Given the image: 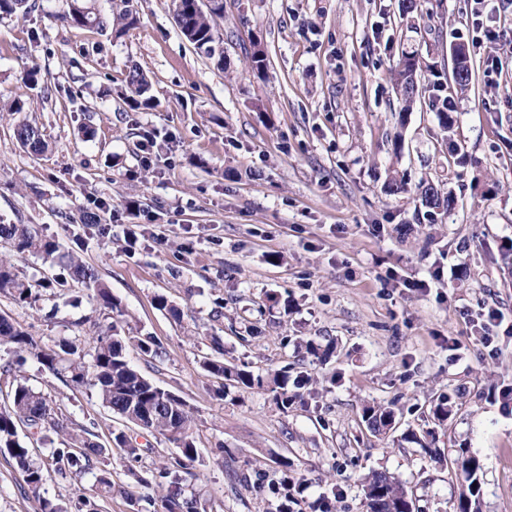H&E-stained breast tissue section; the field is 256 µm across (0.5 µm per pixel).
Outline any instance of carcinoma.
<instances>
[{
    "instance_id": "obj_1",
    "label": "carcinoma",
    "mask_w": 512,
    "mask_h": 512,
    "mask_svg": "<svg viewBox=\"0 0 512 512\" xmlns=\"http://www.w3.org/2000/svg\"><path fill=\"white\" fill-rule=\"evenodd\" d=\"M27 3L28 0H0V17L25 14ZM120 5L122 8L113 15V30L117 36L136 23V17L129 9V0H120ZM174 6L176 22L195 50L218 68H224V37L216 28V19L222 14L202 6L200 0H174ZM250 60L257 76L265 77L266 55L260 43L253 44ZM423 70V60L416 49L402 51L392 66L395 91L402 103L401 111H413L420 101L419 84ZM472 75L470 57H465L462 62H451V81L456 92L465 93ZM126 83L132 104L153 106L152 98L148 96L151 84L139 68L129 70ZM440 91L442 94L432 101L430 107L436 112L439 126L449 133L454 124V96L445 92L443 87ZM15 135L29 152L38 154L44 151V138L37 127L20 123ZM418 195L421 203L431 209L448 212L454 204L449 194L429 180L419 183ZM0 238L11 242L20 254L57 257L65 261L64 267L71 279L84 289L94 291L104 308L118 316L123 315L121 302L112 296L99 270L65 249L60 240L43 236L28 224H0ZM0 296L18 302L32 299V285L20 278L11 258L4 255L0 257ZM214 343L217 344L216 355L206 357L202 362L208 373L243 389L268 384L275 392L277 403L285 410L301 399L299 389L310 383V378L302 376L296 379L294 389L290 390L285 371L265 378L245 368L227 365L224 363V346L217 339ZM132 350L146 361H157L164 355V349L153 337L122 336L115 326L112 333L93 337V345L87 349L77 343L75 336H61L47 347L42 340L0 315V354L7 356L0 363V378L10 380L12 390L9 406L0 408V453L9 455L25 472V494L38 500L41 512H68V507L43 496V468L32 460L30 449L19 439L17 427L34 430L44 442L51 443L53 438H58L60 446L52 450V465L58 473L74 480L93 472L94 461L108 454L109 449L95 441L91 430L75 424L58 411L48 397L27 384L18 366L26 361L28 355L36 358L65 385L93 391L102 404L124 423L161 435L176 444L177 452L161 456L147 478L135 466L141 459V448L122 430L114 437L115 442L124 447L126 475L137 484H155L161 492L165 512H206L195 494L186 493L185 482L191 475L190 466L197 458L191 412L179 397L148 379L134 365L130 357ZM362 417L369 429L378 435L389 432L395 424V412L389 406H366ZM454 464L462 480L455 512H480V460L463 450L454 459ZM292 481L294 477L288 474L285 466L278 471V477L267 483L268 492L275 500V512H292L288 502V483ZM113 488L111 473L105 470L95 474V483L88 488L81 483L74 485L72 503L75 512H100L98 500L110 496ZM407 494L402 484L385 473L374 472L365 479L367 512H377L379 505L384 512H404Z\"/></svg>"
}]
</instances>
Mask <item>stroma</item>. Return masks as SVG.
<instances>
[{"mask_svg": "<svg viewBox=\"0 0 512 512\" xmlns=\"http://www.w3.org/2000/svg\"><path fill=\"white\" fill-rule=\"evenodd\" d=\"M29 3L27 15L0 18V105L23 103L0 116V224L65 240L86 195L102 198L78 253L124 314L88 297L60 304L54 290L30 304L0 297V314L46 344L86 318L98 333L116 321L122 335L154 336L165 358L138 367L190 408L189 489L214 512H271L254 474L283 463L308 499L335 494L336 512H366L361 480L375 471L403 483L417 512H453L462 448L483 464L481 512H512V407L500 400L512 388V333L493 329L489 350L472 326L490 308L512 324L502 260L512 251V0L496 2L504 39L472 54L475 83L449 134L429 107L401 113L391 68L413 46L432 67L422 96L447 82L471 0H419L411 17L400 0H224L222 70L185 39L173 0H133L137 22L119 36L115 0ZM76 8L97 24L72 25ZM257 41L265 80L247 61ZM134 66L152 83L153 107L128 100ZM21 122L41 130L44 152L21 147ZM145 127L163 137L154 170L140 162ZM395 175L406 193L386 192ZM427 179L451 194L452 210L422 205ZM129 197L139 216L127 213ZM410 279L432 285L417 291ZM215 337L225 361L263 376L308 373L313 393L283 409L268 390L222 387L202 367ZM310 338L333 355L307 354ZM22 373L109 447L117 490L101 512H136L122 492L121 421L36 360ZM368 403L394 409L387 436L363 421ZM422 432L425 444L413 442ZM25 478L0 454V512H39Z\"/></svg>", "mask_w": 512, "mask_h": 512, "instance_id": "obj_1", "label": "stroma"}]
</instances>
